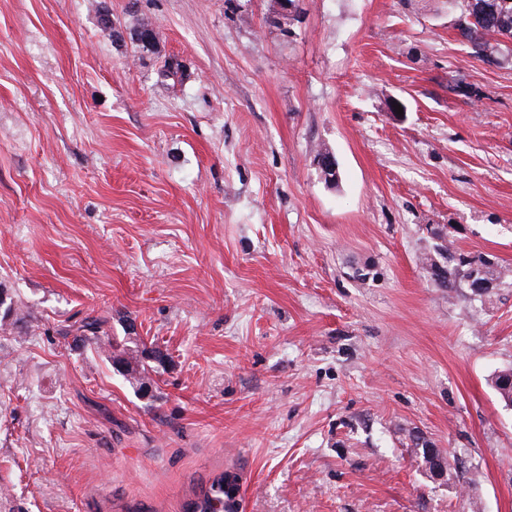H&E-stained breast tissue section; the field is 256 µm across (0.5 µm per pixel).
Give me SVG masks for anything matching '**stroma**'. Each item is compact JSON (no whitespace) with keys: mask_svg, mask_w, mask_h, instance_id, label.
<instances>
[{"mask_svg":"<svg viewBox=\"0 0 512 512\" xmlns=\"http://www.w3.org/2000/svg\"><path fill=\"white\" fill-rule=\"evenodd\" d=\"M272 5L0 0V512H183L226 471L238 512H512V40ZM448 250L500 278L442 288ZM88 317L166 355L148 392ZM423 451L425 460L428 459L434 461L433 466H429V464L424 463L430 477L435 480H445L449 470L447 455L440 448H435L430 441L426 445V448H423ZM437 456H439L440 459H437Z\"/></svg>","mask_w":512,"mask_h":512,"instance_id":"35a3bbf8","label":"stroma"}]
</instances>
